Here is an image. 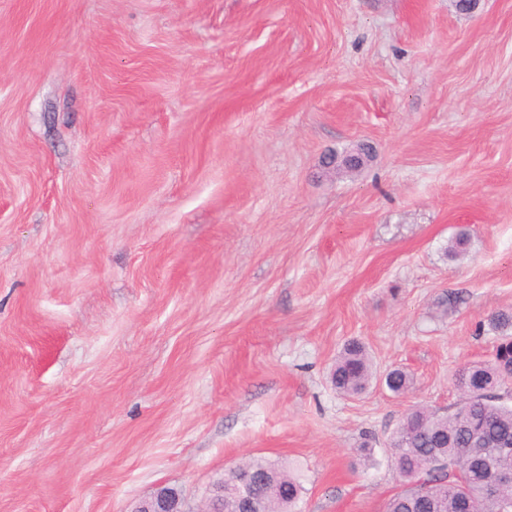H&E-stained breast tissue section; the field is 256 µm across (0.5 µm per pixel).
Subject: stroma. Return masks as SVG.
I'll use <instances>...</instances> for the list:
<instances>
[{"instance_id":"1","label":"stroma","mask_w":512,"mask_h":512,"mask_svg":"<svg viewBox=\"0 0 512 512\" xmlns=\"http://www.w3.org/2000/svg\"><path fill=\"white\" fill-rule=\"evenodd\" d=\"M509 308L512 0H0V512L260 456L384 512ZM353 340L409 390L336 393Z\"/></svg>"}]
</instances>
